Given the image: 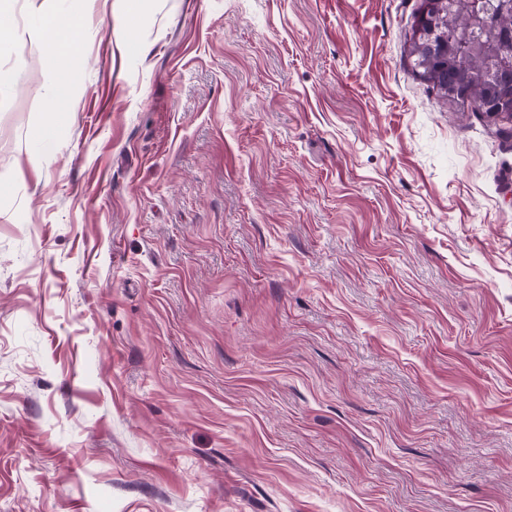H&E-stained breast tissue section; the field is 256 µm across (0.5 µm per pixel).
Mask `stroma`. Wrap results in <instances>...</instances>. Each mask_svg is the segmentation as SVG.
<instances>
[{
    "mask_svg": "<svg viewBox=\"0 0 512 512\" xmlns=\"http://www.w3.org/2000/svg\"><path fill=\"white\" fill-rule=\"evenodd\" d=\"M420 4L0 0V512H512V127ZM490 13L491 28L499 29L500 35L495 38L485 37L482 29L472 30V40L485 39L487 48L475 51L462 52L460 55H450L445 60L444 56L432 57V50L425 41L415 37V23L420 11L414 15L409 38L408 56L412 58V68L416 75L436 92L447 100L448 96L464 98L466 93L458 88L448 89V80L465 86L469 92L468 104L462 105L470 112L483 114V107L487 99L492 97L495 101L502 95L498 90L496 73L492 72L489 65L491 57L512 56V0H487ZM510 30V33H509ZM81 28V20L75 16H55L46 18L43 28L48 57L57 63H63L69 58L72 50L73 38H61V32H68L74 36Z\"/></svg>",
    "mask_w": 512,
    "mask_h": 512,
    "instance_id": "obj_1",
    "label": "stroma"
}]
</instances>
